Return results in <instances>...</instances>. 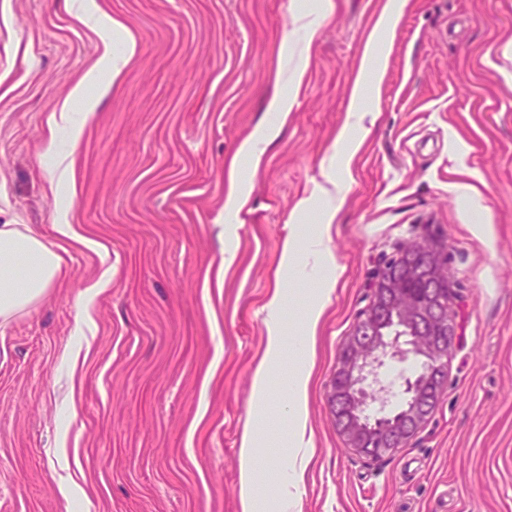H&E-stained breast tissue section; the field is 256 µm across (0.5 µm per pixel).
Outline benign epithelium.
<instances>
[{"instance_id": "obj_1", "label": "benign epithelium", "mask_w": 512, "mask_h": 512, "mask_svg": "<svg viewBox=\"0 0 512 512\" xmlns=\"http://www.w3.org/2000/svg\"><path fill=\"white\" fill-rule=\"evenodd\" d=\"M421 280L426 290L411 292V281ZM448 259L435 245L422 250L414 241L384 267L376 278L369 307L341 348L329 400L336 426L353 448L366 446L363 428L379 433V447L402 448L430 416V404L444 394L448 361L456 341L452 305L435 299L448 287ZM417 361L428 386V400L415 392V380H403L406 397L390 415L394 397L384 378L394 363Z\"/></svg>"}]
</instances>
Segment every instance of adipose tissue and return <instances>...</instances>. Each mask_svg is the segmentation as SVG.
Returning a JSON list of instances; mask_svg holds the SVG:
<instances>
[{
	"label": "adipose tissue",
	"mask_w": 512,
	"mask_h": 512,
	"mask_svg": "<svg viewBox=\"0 0 512 512\" xmlns=\"http://www.w3.org/2000/svg\"><path fill=\"white\" fill-rule=\"evenodd\" d=\"M80 21L102 29L105 35L119 37L121 51L104 50L101 57L111 80L119 76L136 54V41L124 26L108 16L97 0H83L78 13ZM273 131L261 128L245 139L237 152L238 159L230 163L227 171L228 190L226 204L231 208L241 207L245 202L238 162L247 160L258 164L274 139ZM339 210L335 203H327L321 215L320 234L306 240L296 235L285 239L280 262L281 275L298 272L310 274L315 268L327 270L326 288H335L339 278L336 259L322 236L323 230L333 224ZM55 231L57 241L50 242L30 228L17 224L0 225V323H5L45 299L57 286L63 275V257L60 244L64 241L84 243L85 238L70 223L67 212H59ZM282 295L273 290L265 310L267 347L264 357L254 370V385L258 396H265L270 383V367L279 358L284 348L281 325ZM310 372L300 368L288 388L291 465L288 476L280 482L279 499L283 512L291 504L304 485L305 471L313 454V443L307 427V389Z\"/></svg>",
	"instance_id": "obj_1"
}]
</instances>
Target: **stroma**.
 Instances as JSON below:
<instances>
[{"instance_id": "1", "label": "stroma", "mask_w": 512, "mask_h": 512, "mask_svg": "<svg viewBox=\"0 0 512 512\" xmlns=\"http://www.w3.org/2000/svg\"><path fill=\"white\" fill-rule=\"evenodd\" d=\"M99 2L138 52L73 148L50 118L103 37L66 0H0V224L52 240L64 208L93 242L69 245L64 284L0 325V512H241L248 429L257 512H273L300 322L323 286L278 279L282 246L363 75L379 78L376 120L336 170L326 244L341 275L308 391L314 459L290 512H512V0H408L387 36L389 0H334L325 18L319 0ZM283 62L303 75L284 122L266 109ZM261 124L282 131L242 168L247 204L227 211L228 165ZM425 238L448 255L458 341L429 420L373 461L336 427V357L378 270ZM106 265L111 286L78 334V293ZM276 287L285 348L262 409L253 372ZM256 439L252 432L246 430L242 436L239 448L240 483L239 496L242 512H254L256 490L253 468V448Z\"/></svg>"}]
</instances>
